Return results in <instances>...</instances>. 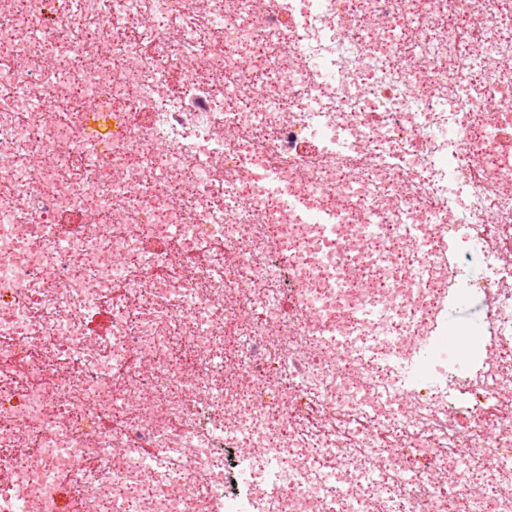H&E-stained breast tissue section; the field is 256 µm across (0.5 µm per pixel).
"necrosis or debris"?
<instances>
[{
	"label": "necrosis or debris",
	"mask_w": 512,
	"mask_h": 512,
	"mask_svg": "<svg viewBox=\"0 0 512 512\" xmlns=\"http://www.w3.org/2000/svg\"><path fill=\"white\" fill-rule=\"evenodd\" d=\"M511 137L512 0H0V512H512ZM483 298L478 295L462 300L461 304L450 307V315L454 326H462L472 330L481 328L488 319V310L483 309Z\"/></svg>",
	"instance_id": "1"
}]
</instances>
